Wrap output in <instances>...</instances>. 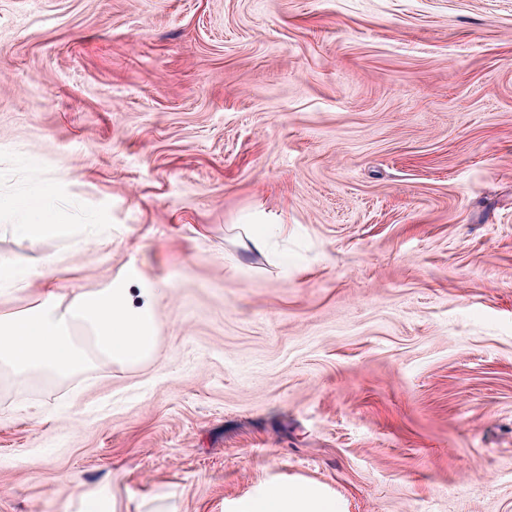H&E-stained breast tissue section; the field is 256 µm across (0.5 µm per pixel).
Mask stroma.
<instances>
[{
	"label": "stroma",
	"instance_id": "obj_1",
	"mask_svg": "<svg viewBox=\"0 0 512 512\" xmlns=\"http://www.w3.org/2000/svg\"><path fill=\"white\" fill-rule=\"evenodd\" d=\"M34 175L0 258L137 267L161 330L0 367V512H512V0H0V198ZM53 189L39 180H33L29 191L20 197L0 199V211L11 210L19 216L14 231L30 239H39L50 228L55 211L52 206ZM251 512H340L338 503L320 494L312 485L289 483L272 489L267 497L250 504Z\"/></svg>",
	"mask_w": 512,
	"mask_h": 512
}]
</instances>
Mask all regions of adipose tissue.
I'll use <instances>...</instances> for the list:
<instances>
[{
  "label": "adipose tissue",
  "mask_w": 512,
  "mask_h": 512,
  "mask_svg": "<svg viewBox=\"0 0 512 512\" xmlns=\"http://www.w3.org/2000/svg\"><path fill=\"white\" fill-rule=\"evenodd\" d=\"M53 190L41 181H32L20 197L0 199V211L17 214L16 233L38 239L44 236L54 218ZM57 259L46 268L21 270L0 259V287L10 283L29 284L44 280L38 304L14 315H0V358L25 369L44 367L66 373L85 363L83 350L73 341L74 327L88 330L96 345L121 366L137 365L155 352L159 339L157 300L159 291L144 284L138 298H131L129 280L139 278L136 267L127 268L103 288L75 294L68 305H61L55 288L47 279ZM336 501L322 497L314 486L291 483L272 489L263 500L254 502L250 512H338Z\"/></svg>",
  "instance_id": "ef3b65f1"
}]
</instances>
